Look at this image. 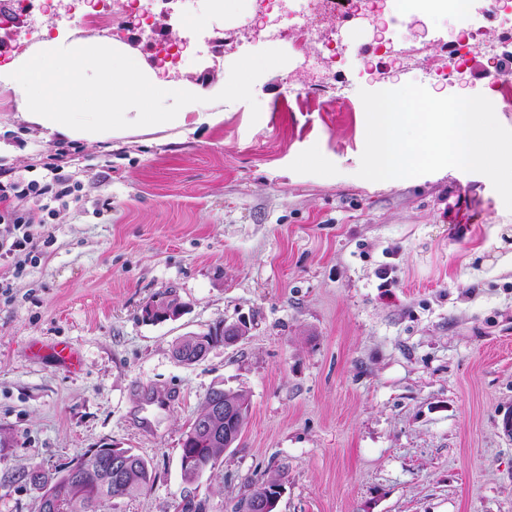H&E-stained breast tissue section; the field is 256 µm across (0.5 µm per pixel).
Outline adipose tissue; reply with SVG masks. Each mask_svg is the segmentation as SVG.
Listing matches in <instances>:
<instances>
[{
	"mask_svg": "<svg viewBox=\"0 0 512 512\" xmlns=\"http://www.w3.org/2000/svg\"><path fill=\"white\" fill-rule=\"evenodd\" d=\"M270 56L245 61L235 84L157 81L142 54L127 45L87 38L42 43L0 68V92L24 108L25 119L69 140L104 141L138 131H165L224 119L225 100L245 93Z\"/></svg>",
	"mask_w": 512,
	"mask_h": 512,
	"instance_id": "obj_1",
	"label": "adipose tissue"
}]
</instances>
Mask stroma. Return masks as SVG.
<instances>
[{"mask_svg": "<svg viewBox=\"0 0 512 512\" xmlns=\"http://www.w3.org/2000/svg\"><path fill=\"white\" fill-rule=\"evenodd\" d=\"M34 0L21 27H0L10 56L43 41L98 37L153 60L188 40L185 64L157 79L207 84L248 58L278 64L225 103L222 123L88 144L23 121L0 94V172L20 185L65 178L48 199L36 261L0 258V512H36L32 471L67 468L92 448L133 449L151 481L106 512H180L186 497L231 512L254 484L283 475L275 512H512V211L490 180L441 170L359 178L360 90L409 82L499 100L512 129V0H472L493 46L455 67L452 14L412 15L387 0L384 47L350 0L328 40L296 50L312 0H161L146 12L110 0ZM264 12L277 42L252 30ZM201 27L182 30L186 16ZM172 292L179 318L144 308ZM246 320L236 344L186 365L181 336ZM69 345L76 367L54 358ZM181 399L141 434L143 389ZM214 388L245 392L236 443L195 483L181 473L185 433Z\"/></svg>", "mask_w": 512, "mask_h": 512, "instance_id": "obj_1", "label": "stroma"}]
</instances>
